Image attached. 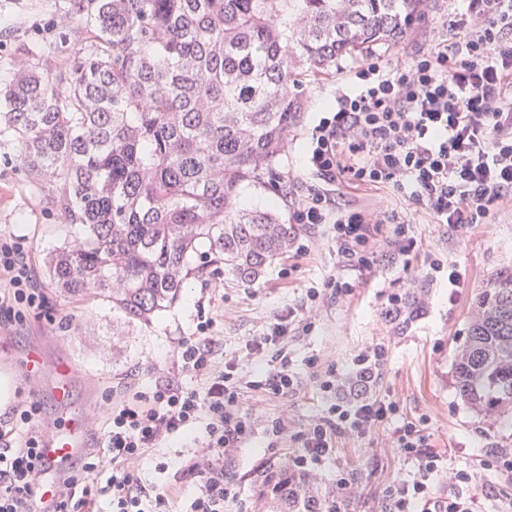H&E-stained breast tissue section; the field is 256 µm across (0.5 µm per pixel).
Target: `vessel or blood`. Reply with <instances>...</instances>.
Segmentation results:
<instances>
[{
	"instance_id": "b4317fda",
	"label": "vessel or blood",
	"mask_w": 512,
	"mask_h": 512,
	"mask_svg": "<svg viewBox=\"0 0 512 512\" xmlns=\"http://www.w3.org/2000/svg\"><path fill=\"white\" fill-rule=\"evenodd\" d=\"M76 371V363L70 361L48 366L45 351L38 345L30 346L19 364V372L24 379L38 381L43 375H50L48 390L61 411L58 424L53 428L42 450L51 467L48 479L38 491L39 497L44 500L53 497L65 467L86 445L83 413L72 404V382Z\"/></svg>"
}]
</instances>
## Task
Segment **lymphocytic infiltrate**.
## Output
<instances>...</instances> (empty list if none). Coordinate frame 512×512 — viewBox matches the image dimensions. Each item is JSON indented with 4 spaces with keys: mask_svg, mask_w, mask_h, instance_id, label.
I'll return each mask as SVG.
<instances>
[{
    "mask_svg": "<svg viewBox=\"0 0 512 512\" xmlns=\"http://www.w3.org/2000/svg\"><path fill=\"white\" fill-rule=\"evenodd\" d=\"M462 25L458 39L409 63L384 67L374 55L359 58L362 90L339 94L335 110L310 132L306 165L322 185L294 204L291 219L332 225L344 267L361 274L373 268L384 226H392L388 241L400 255H411L416 241L407 209L334 205L330 186L408 191L411 204L454 229L482 223L512 202V0H467ZM40 304L23 240L0 229V335ZM218 341L208 319L197 335L177 343V370L196 378V386L163 376L121 402L104 401L87 420L103 441L71 463L54 501L41 506L35 493L44 482L40 454L51 424L37 401L17 400L0 418V512H171L169 486H146L141 464L149 451L199 427L204 438L193 441L181 461L183 474L200 483L187 512H224L234 497L224 480V456L251 436L257 420L242 405L238 375L216 365ZM397 411L391 402L331 403L293 434L298 450L290 468L311 472L332 454L340 434L369 431ZM393 445L414 470L389 485L386 512H473L467 489L474 473L449 469L420 425L397 426ZM445 469L452 489L434 496L432 479Z\"/></svg>",
    "mask_w": 512,
    "mask_h": 512,
    "instance_id": "f902f5d3",
    "label": "lymphocytic infiltrate"
}]
</instances>
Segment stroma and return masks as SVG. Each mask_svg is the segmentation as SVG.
<instances>
[{
    "mask_svg": "<svg viewBox=\"0 0 512 512\" xmlns=\"http://www.w3.org/2000/svg\"><path fill=\"white\" fill-rule=\"evenodd\" d=\"M64 3L0 0V80L27 66L19 53L22 46L51 43L72 29ZM462 11V0H430L424 18L407 37L398 45L376 49V56L383 61L412 60L437 39L452 37L449 24ZM359 88L351 58L339 61L328 78L306 87L304 109L288 133L284 150L272 171L243 188L241 208L271 207L288 216L295 198L316 182L304 166L309 130L334 105L338 92ZM1 224L23 236L44 304L25 311L12 335L0 339V352L16 359L37 342L46 348L50 360H74L77 402L96 408L103 395L117 401L175 372L178 339L194 334L201 317L215 320L224 339L219 359L239 375L249 412L261 421L284 418L287 425L277 440H270L260 429L225 456L224 479L234 487L236 497L225 504L224 512H258L259 473L294 452L293 433L306 428L331 399L346 401L354 393L369 401L395 403L398 420L423 423L432 447L449 465L479 471V479L468 489L476 512H512V471L482 467L487 449L512 454V428L500 427L496 417L463 401L453 369L476 295L488 287L497 270L512 268V205L460 231L435 223L425 210L416 209L409 230L418 251L411 263H404L389 246H381L373 271L352 294H325L311 326L292 323L286 337L257 355L252 344L270 335L279 317L299 307L308 289L340 274L336 249L325 228L301 227L295 242L297 247L306 245V252H298L297 247L290 250L256 284L211 275L190 278L171 308L153 324L140 326L127 323L96 293L64 295L45 279L43 262L48 251L67 240L70 232L20 167L16 147L6 143L0 144ZM433 261L455 269L458 287L449 286L446 274L430 270ZM419 287L426 290L423 314L403 330H395L385 316L390 296L402 297ZM372 348L383 350L384 356L372 361L374 378L361 387L356 382L355 357ZM281 352L287 354L298 379L294 393L285 398L255 384L258 371ZM331 365L336 368V392L329 395L320 390L317 377ZM394 429L389 423L362 435L337 437L332 455L312 474L316 488L331 491L337 476H344L355 490L349 512H382L389 484L412 469L392 446ZM180 452L175 441L154 451L143 462L142 478L152 485L179 483L187 499L197 492L198 483L191 478L174 480Z\"/></svg>",
    "mask_w": 512,
    "mask_h": 512,
    "instance_id": "stroma-1",
    "label": "stroma"
}]
</instances>
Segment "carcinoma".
<instances>
[{"label": "carcinoma", "instance_id": "1", "mask_svg": "<svg viewBox=\"0 0 512 512\" xmlns=\"http://www.w3.org/2000/svg\"><path fill=\"white\" fill-rule=\"evenodd\" d=\"M428 0H69L77 48L31 45L36 65L0 85V140L19 146L50 209L74 236L49 251L59 292L101 290L125 320L148 324L180 297L203 245L241 284L287 253L294 224L241 210L244 186L272 169L303 107L300 76L399 43ZM409 294L389 310L406 327ZM460 397L512 412V269L472 304L455 356ZM267 512H334L284 463L265 475Z\"/></svg>", "mask_w": 512, "mask_h": 512}]
</instances>
